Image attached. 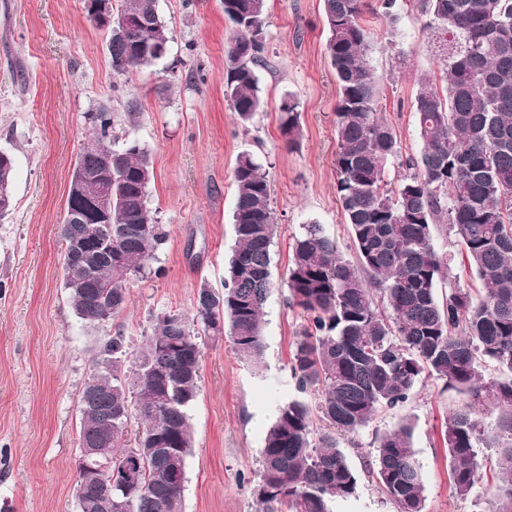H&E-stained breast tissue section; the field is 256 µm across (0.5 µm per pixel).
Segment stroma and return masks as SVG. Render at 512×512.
<instances>
[{
    "mask_svg": "<svg viewBox=\"0 0 512 512\" xmlns=\"http://www.w3.org/2000/svg\"><path fill=\"white\" fill-rule=\"evenodd\" d=\"M381 3L366 0L362 16L379 107L402 157L416 158L423 149L412 109L416 78L439 77L443 69L412 4L397 0L388 18ZM268 5L269 65L259 71L264 107L244 128L224 97V0H158L171 33L168 53L120 76L84 0H0V149L15 163V206L0 219V504L12 512H78L79 398L99 341L122 330L137 355L152 316L192 313L201 284L222 289L235 244L232 171L245 150L268 172L276 218L265 362L252 367L227 338L205 346L201 391L189 411L195 448L184 512H258L253 489L264 438L278 405L295 394L290 359L304 317L288 303L291 245L303 225L318 224L342 251L350 249L334 189L337 86L321 0ZM289 94L300 103L303 127L293 149L279 131V107ZM131 103L141 114L131 135L155 168L149 208L168 238L156 273L131 278L127 312L92 332L64 288L59 230L74 162L90 142V114L103 107L123 112ZM433 243L448 255L458 286L480 292L447 225H437ZM458 402L442 381L426 377L402 407L360 430L345 448L360 474L358 492L336 501L333 512H397L367 465L377 435L404 415L415 422L413 446L426 475L424 512H488L496 484L490 467L466 498L455 494L448 474L442 427Z\"/></svg>",
    "mask_w": 512,
    "mask_h": 512,
    "instance_id": "35a3bbf8",
    "label": "stroma"
}]
</instances>
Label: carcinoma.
Returning <instances> with one entry per match:
<instances>
[{
	"label": "carcinoma",
	"instance_id": "1",
	"mask_svg": "<svg viewBox=\"0 0 512 512\" xmlns=\"http://www.w3.org/2000/svg\"><path fill=\"white\" fill-rule=\"evenodd\" d=\"M413 7L424 29L442 35L446 85L430 74L418 78L413 107L424 148L400 162L409 173L391 187L386 169L399 157V143L379 115L363 0H322L325 50L338 88L335 189L356 261L319 224L304 225L294 239L288 301L307 320L291 355L298 395L279 406L260 452L262 512H330L332 502L353 496L358 474L339 438L407 402L427 375L462 396L444 431L456 494L473 492L480 449L489 448L497 473L489 512H512V0H415ZM119 11L144 24L109 36L112 72L154 65L135 45L170 42L156 0H121ZM267 13L268 0H224L231 25L224 97L244 126L263 106L258 70L268 65ZM139 119L132 111L93 113V142L75 164L88 173L112 168L105 223L126 230L112 239L119 261L100 263L90 276L75 269L64 275L72 308L91 329L123 314L130 276L150 267L167 239L148 208L155 177L150 152L129 137L117 145L116 126L131 128ZM279 129L287 147L299 145L300 103L292 96L280 105ZM13 175V156L0 152V218L14 207ZM233 181L235 246L224 290L202 285L191 317L171 310L155 315L131 372L123 333L104 337L80 395L79 445L97 442L100 461L112 472L130 469L137 476L135 485L112 487V501L131 503L128 512H184L186 460L194 447L188 410L200 394L205 344L225 334L240 356L262 363V316L274 287L272 188L248 151L238 154ZM437 224L448 225L463 247L483 295L451 281L437 295L450 271L448 256L433 243ZM87 228L61 225L62 264L69 243ZM489 364L498 375L487 379ZM482 398L499 408L490 431L476 411ZM133 418L139 431L128 448ZM372 468L399 512H423L426 479L409 418L378 437ZM79 490V512H103L95 485L77 482Z\"/></svg>",
	"mask_w": 512,
	"mask_h": 512
}]
</instances>
